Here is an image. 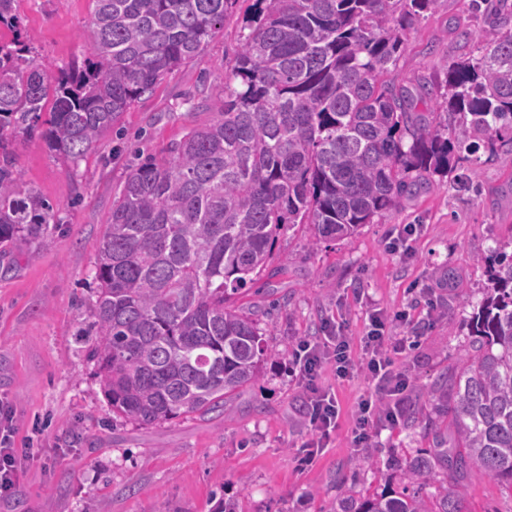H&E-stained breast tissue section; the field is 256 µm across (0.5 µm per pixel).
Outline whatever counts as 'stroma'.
Returning a JSON list of instances; mask_svg holds the SVG:
<instances>
[{"mask_svg": "<svg viewBox=\"0 0 512 512\" xmlns=\"http://www.w3.org/2000/svg\"><path fill=\"white\" fill-rule=\"evenodd\" d=\"M20 28L53 69L82 64L90 0H17ZM244 6L200 56L167 75L106 133L75 171L40 135L15 147L22 187L60 209L41 240L17 239L0 255V399L15 412L14 445L27 450L15 495L0 512H333L338 485L369 494L400 489L399 463L433 445L405 421L376 427L375 452L355 450L357 403L372 389L361 374L338 381L324 366L320 386L341 409L327 448L308 466L297 453L310 439L306 393L292 352L322 335L325 323L359 342L372 307L409 312L415 346L397 361L409 380L402 408L428 411L427 391L453 372L471 343L468 321L487 283L478 258L512 240V147L466 165L404 199L357 235L308 242L298 224L277 242L276 259L236 305L265 332L260 378L234 395L228 414L181 416L141 425L113 415L88 358L85 331L96 300V250L112 204L135 159L160 156L193 127L209 123L224 91V65L240 42ZM482 20L471 0H444L407 36L397 80L415 87L443 59L472 55L458 27ZM463 512H512V491L472 476Z\"/></svg>", "mask_w": 512, "mask_h": 512, "instance_id": "stroma-1", "label": "stroma"}]
</instances>
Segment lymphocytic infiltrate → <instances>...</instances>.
<instances>
[{
    "instance_id": "lymphocytic-infiltrate-1",
    "label": "lymphocytic infiltrate",
    "mask_w": 512,
    "mask_h": 512,
    "mask_svg": "<svg viewBox=\"0 0 512 512\" xmlns=\"http://www.w3.org/2000/svg\"><path fill=\"white\" fill-rule=\"evenodd\" d=\"M387 324V316L377 310L372 312L370 328L362 340L363 357L359 360L352 357L349 341L344 336H325L313 343H299L292 364L296 376L305 386L307 420L313 434L303 446L302 463H311L337 428L339 409L335 396L319 391L315 385L325 360L334 362L338 378L350 377L363 369L376 383L377 397L363 399L360 403V418L353 439L355 445L365 447L371 441L370 426L381 415L379 395H393L406 387L405 376L394 372L393 366L396 356L406 352L412 340L407 336L387 335ZM13 422L12 408L0 402V499L15 494L18 472L24 461L23 454L13 446Z\"/></svg>"
}]
</instances>
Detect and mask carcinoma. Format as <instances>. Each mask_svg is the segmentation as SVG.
Returning <instances> with one entry per match:
<instances>
[{"label":"carcinoma","mask_w":512,"mask_h":512,"mask_svg":"<svg viewBox=\"0 0 512 512\" xmlns=\"http://www.w3.org/2000/svg\"><path fill=\"white\" fill-rule=\"evenodd\" d=\"M16 0L0 25L18 31ZM237 0H92L88 62L49 69L16 34L0 40V250L37 237L57 210L19 188L12 142L41 124L77 164L139 98L195 60ZM442 0H256L211 122L169 156L133 167L99 242L88 357L112 413L142 425L226 411L265 355L234 300L267 269L280 232L311 224L314 248L383 219L479 149L512 142V0H472L477 54L443 61L444 92L397 82L407 33ZM48 118H43V114ZM455 117L460 136L436 120ZM481 257L489 287L475 336L428 392L433 447L407 460L399 492L343 486L336 512H463L464 479L512 486V254ZM453 476L442 492L424 489Z\"/></svg>","instance_id":"carcinoma-1"}]
</instances>
